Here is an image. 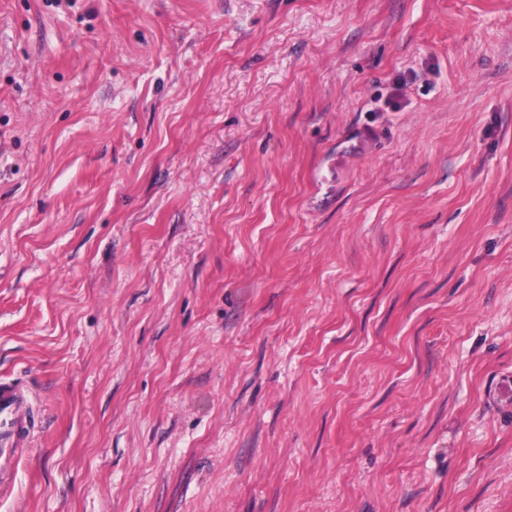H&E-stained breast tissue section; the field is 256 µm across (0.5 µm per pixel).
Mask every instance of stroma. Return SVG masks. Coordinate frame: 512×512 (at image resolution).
Listing matches in <instances>:
<instances>
[{
	"label": "stroma",
	"instance_id": "35a3bbf8",
	"mask_svg": "<svg viewBox=\"0 0 512 512\" xmlns=\"http://www.w3.org/2000/svg\"><path fill=\"white\" fill-rule=\"evenodd\" d=\"M0 377V512H512V0H0ZM34 421L33 404L26 389L0 379V488L16 478L22 448L30 443Z\"/></svg>",
	"mask_w": 512,
	"mask_h": 512
}]
</instances>
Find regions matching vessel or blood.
I'll use <instances>...</instances> for the list:
<instances>
[{
	"mask_svg": "<svg viewBox=\"0 0 512 512\" xmlns=\"http://www.w3.org/2000/svg\"><path fill=\"white\" fill-rule=\"evenodd\" d=\"M34 421L33 404L26 389L0 379V488L16 478L18 458L28 447Z\"/></svg>",
	"mask_w": 512,
	"mask_h": 512,
	"instance_id": "vessel-or-blood-1",
	"label": "vessel or blood"
}]
</instances>
